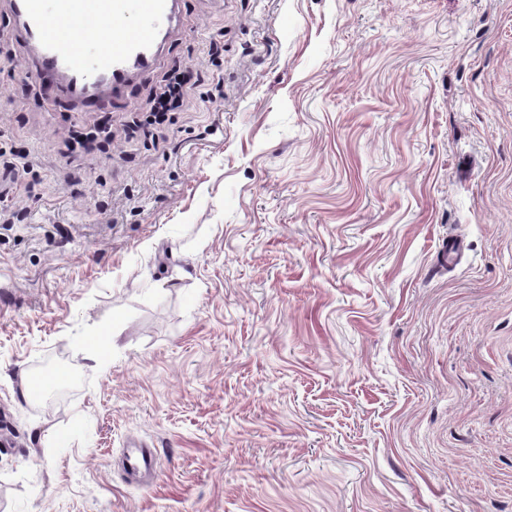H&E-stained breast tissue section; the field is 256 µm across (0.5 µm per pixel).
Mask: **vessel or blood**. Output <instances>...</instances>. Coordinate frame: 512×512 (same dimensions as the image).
<instances>
[{
	"mask_svg": "<svg viewBox=\"0 0 512 512\" xmlns=\"http://www.w3.org/2000/svg\"><path fill=\"white\" fill-rule=\"evenodd\" d=\"M176 6V0H17L42 73L65 72L74 85L92 90L96 102L127 75L149 72ZM79 32L91 34L87 48L76 46ZM125 458L133 471L156 470L151 449H127Z\"/></svg>",
	"mask_w": 512,
	"mask_h": 512,
	"instance_id": "vessel-or-blood-1",
	"label": "vessel or blood"
}]
</instances>
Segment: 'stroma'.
<instances>
[{
    "label": "stroma",
    "instance_id": "35a3bbf8",
    "mask_svg": "<svg viewBox=\"0 0 512 512\" xmlns=\"http://www.w3.org/2000/svg\"><path fill=\"white\" fill-rule=\"evenodd\" d=\"M179 10L91 156L0 0V512H512V0ZM163 81L166 83L162 91L152 98L149 110L155 122L156 119L160 121L167 112H174L183 106L197 88L193 69L187 66H175ZM125 458L133 471L155 473L156 461L150 448H127Z\"/></svg>",
    "mask_w": 512,
    "mask_h": 512
}]
</instances>
